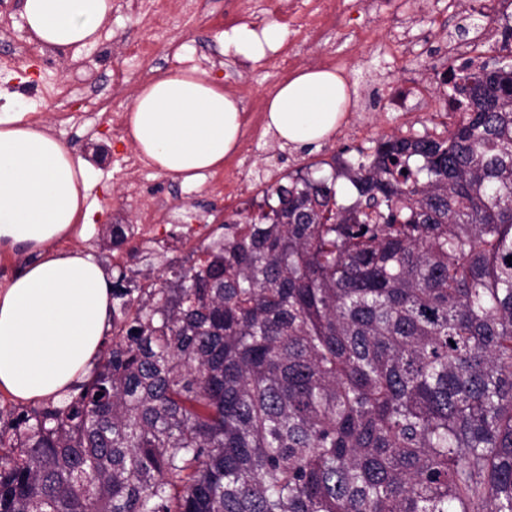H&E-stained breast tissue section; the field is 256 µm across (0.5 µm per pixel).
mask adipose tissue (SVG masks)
<instances>
[{"mask_svg":"<svg viewBox=\"0 0 512 512\" xmlns=\"http://www.w3.org/2000/svg\"><path fill=\"white\" fill-rule=\"evenodd\" d=\"M32 41L79 54L98 43L112 0H23ZM282 28L244 23L224 32L221 51L253 63L276 51ZM344 80L308 68L281 82L267 103L266 129L281 146L319 145L335 132ZM242 107L206 70L173 67L139 87L125 117L127 139L155 168L192 185L224 164L239 142ZM87 169L46 126L0 105V245L31 259L0 288V390L21 402L61 398L100 350L112 283L90 256L53 244L92 221Z\"/></svg>","mask_w":512,"mask_h":512,"instance_id":"adipose-tissue-1","label":"adipose tissue"}]
</instances>
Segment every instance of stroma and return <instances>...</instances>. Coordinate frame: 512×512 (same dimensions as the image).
<instances>
[{"mask_svg":"<svg viewBox=\"0 0 512 512\" xmlns=\"http://www.w3.org/2000/svg\"><path fill=\"white\" fill-rule=\"evenodd\" d=\"M420 0H334L342 8L351 26L374 29L373 43L355 46L344 31H324L321 41L304 38L287 30L282 43L298 68L339 69L346 81L349 101L371 99L373 106L362 116L361 139L339 131L317 151L289 153L281 150L265 132V119L244 118L235 152L227 155L224 166L213 182L184 185L173 174L147 167L136 174L141 202L160 196L168 202L159 215L161 234L180 233L182 225L202 224L205 232L191 242H176L168 249H146L138 270L169 265H187L213 240L222 236L220 220H232L234 206L225 204L222 178L241 180L243 201L255 199L269 184L301 168L313 177L336 176L337 164L354 160L357 148L400 131L421 130L431 113L446 111L443 100L423 101L420 91L447 67L448 54L471 53L473 33L484 39H496L497 24L488 23L487 11L502 13L500 0L491 5H456L454 0H436V14L429 17L419 11ZM22 0H0V90L12 94L25 120L41 122L75 156L82 158L91 184L88 198L95 221L82 234L59 241L62 249L85 251L105 269H113V251L102 242L108 224H128L135 220L122 182L120 157L132 149L128 141L115 142L106 134L113 119L126 115L143 71L173 65L196 66L213 71L227 93L239 97L244 109L266 104L269 95L284 78L273 57L258 63L221 55L219 39L225 16L235 22L258 26L273 22L264 8L265 0H169L177 23L159 45L158 54L148 61H132L123 47L152 37L150 11L152 0H138L130 8L127 0H112V23L103 32L97 46L82 52L79 58L56 56L54 67H47L46 53L29 39L21 17ZM416 86L414 109L407 114L386 109L384 102L395 82ZM342 188L343 204L352 203L357 191L349 179L336 176Z\"/></svg>","mask_w":512,"mask_h":512,"instance_id":"obj_1","label":"stroma"}]
</instances>
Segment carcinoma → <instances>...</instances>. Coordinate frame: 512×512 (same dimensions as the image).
<instances>
[{
    "instance_id": "cac0c4a2",
    "label": "carcinoma",
    "mask_w": 512,
    "mask_h": 512,
    "mask_svg": "<svg viewBox=\"0 0 512 512\" xmlns=\"http://www.w3.org/2000/svg\"><path fill=\"white\" fill-rule=\"evenodd\" d=\"M452 122L297 171L127 298L68 398L0 409V512H512V49Z\"/></svg>"
}]
</instances>
